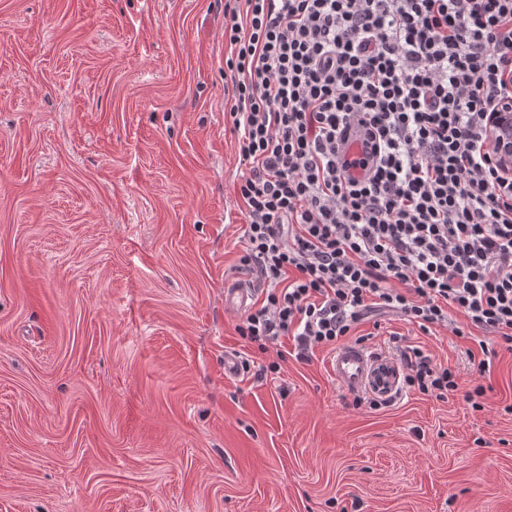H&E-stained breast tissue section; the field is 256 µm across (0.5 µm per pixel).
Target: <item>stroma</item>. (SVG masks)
Returning <instances> with one entry per match:
<instances>
[{
  "mask_svg": "<svg viewBox=\"0 0 512 512\" xmlns=\"http://www.w3.org/2000/svg\"><path fill=\"white\" fill-rule=\"evenodd\" d=\"M225 2L0 0V512H512L510 351L481 412L353 408L324 351L225 376L278 361L224 305Z\"/></svg>",
  "mask_w": 512,
  "mask_h": 512,
  "instance_id": "stroma-1",
  "label": "stroma"
}]
</instances>
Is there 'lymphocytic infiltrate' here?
<instances>
[{
  "mask_svg": "<svg viewBox=\"0 0 512 512\" xmlns=\"http://www.w3.org/2000/svg\"><path fill=\"white\" fill-rule=\"evenodd\" d=\"M224 44L246 167L239 263L258 279L238 335L263 351L292 338L307 362L392 314L470 340L489 372L512 352V177L488 130L512 97V0H229ZM354 131L372 158L362 181L342 159ZM389 342L394 393L354 407L415 391L483 410L479 379L461 390L422 346Z\"/></svg>",
  "mask_w": 512,
  "mask_h": 512,
  "instance_id": "1",
  "label": "lymphocytic infiltrate"
}]
</instances>
